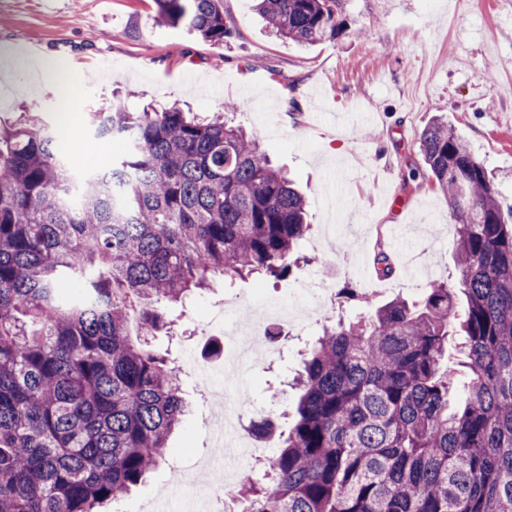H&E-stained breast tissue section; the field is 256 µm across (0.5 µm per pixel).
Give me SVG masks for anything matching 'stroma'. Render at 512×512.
<instances>
[{
  "instance_id": "1",
  "label": "stroma",
  "mask_w": 512,
  "mask_h": 512,
  "mask_svg": "<svg viewBox=\"0 0 512 512\" xmlns=\"http://www.w3.org/2000/svg\"><path fill=\"white\" fill-rule=\"evenodd\" d=\"M233 37L216 47L161 23L153 0H0V63L21 73L22 50L55 58L62 75L35 98L12 96L0 121L27 119L30 108L71 129L65 146L76 171L111 166L126 145L93 141L84 114L119 98L132 111L179 104L204 116L238 105L237 124L252 132L273 163L306 196L311 228L283 280L217 277L204 290L164 304L170 330L153 336L156 350L179 369L192 410L169 438L146 485L116 504L144 512L145 503L183 479L198 478L212 457L217 415L201 372L185 362L211 359L197 338L224 305L240 319L264 303L293 304L307 282L368 293L375 304L414 298L419 288L400 265L432 266V277L455 274L448 203L422 175L418 138L446 116L512 206V0H341L336 37L303 48L271 32L255 0H224ZM360 107L374 116L354 124ZM384 237L395 274L372 271L373 245ZM361 305L335 297L279 339L277 356L253 353L247 397L279 424L295 397L290 387L326 318L354 316Z\"/></svg>"
}]
</instances>
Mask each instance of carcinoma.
<instances>
[{
  "label": "carcinoma",
  "mask_w": 512,
  "mask_h": 512,
  "mask_svg": "<svg viewBox=\"0 0 512 512\" xmlns=\"http://www.w3.org/2000/svg\"><path fill=\"white\" fill-rule=\"evenodd\" d=\"M153 2L213 46L232 33L223 0ZM338 6L258 0L304 46L336 36ZM236 110L98 109L95 136L130 148L80 181L54 126L0 128V512H102L144 483L186 411L177 368L148 347L152 304L215 274H291L307 202ZM419 150L448 198L456 276L323 327L288 433L250 423L277 450L269 483L241 482L247 512H512V208L447 121ZM373 265L392 274L382 242Z\"/></svg>",
  "instance_id": "1"
}]
</instances>
